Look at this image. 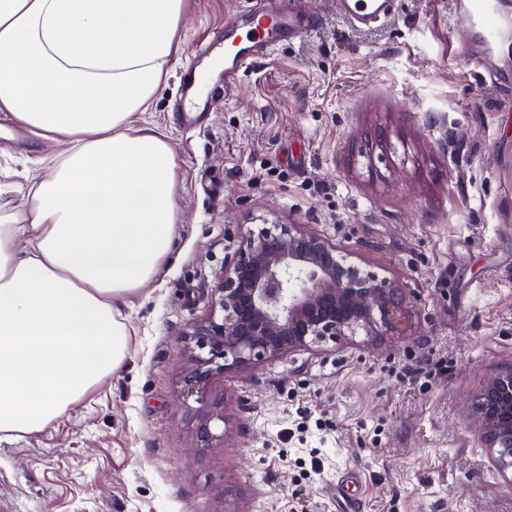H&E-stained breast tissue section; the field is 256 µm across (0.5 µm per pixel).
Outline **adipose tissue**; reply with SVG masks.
<instances>
[{
	"mask_svg": "<svg viewBox=\"0 0 512 512\" xmlns=\"http://www.w3.org/2000/svg\"><path fill=\"white\" fill-rule=\"evenodd\" d=\"M186 0H0V112L59 149L0 217V441L44 429L120 369L118 306L179 233L177 157L152 107Z\"/></svg>",
	"mask_w": 512,
	"mask_h": 512,
	"instance_id": "obj_1",
	"label": "adipose tissue"
}]
</instances>
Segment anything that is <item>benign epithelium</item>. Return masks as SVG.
<instances>
[{
    "label": "benign epithelium",
    "mask_w": 512,
    "mask_h": 512,
    "mask_svg": "<svg viewBox=\"0 0 512 512\" xmlns=\"http://www.w3.org/2000/svg\"><path fill=\"white\" fill-rule=\"evenodd\" d=\"M212 307L184 334L197 391L227 371L343 341L359 329L380 325L399 333L408 317L391 279L347 261L335 242L297 224L242 236L235 260L216 276ZM471 418L493 466L512 474V365L488 377Z\"/></svg>",
    "instance_id": "obj_1"
}]
</instances>
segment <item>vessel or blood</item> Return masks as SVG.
Segmentation results:
<instances>
[{"instance_id":"1","label":"vessel or blood","mask_w":512,"mask_h":512,"mask_svg":"<svg viewBox=\"0 0 512 512\" xmlns=\"http://www.w3.org/2000/svg\"><path fill=\"white\" fill-rule=\"evenodd\" d=\"M339 10L357 28L389 21L396 0H337ZM452 29L471 54L483 59L512 37V15L501 0H456ZM313 17L299 13L291 0H243L239 22L225 28L224 38L211 46L223 54V84L200 83L196 66H188L180 83L177 110L185 121L209 108L227 84L245 75L259 59L273 54L284 42L314 28Z\"/></svg>"}]
</instances>
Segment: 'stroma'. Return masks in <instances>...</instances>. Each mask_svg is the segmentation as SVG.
<instances>
[{"mask_svg":"<svg viewBox=\"0 0 512 512\" xmlns=\"http://www.w3.org/2000/svg\"><path fill=\"white\" fill-rule=\"evenodd\" d=\"M454 0L353 29L336 0L192 125L180 75L241 0H188L145 122L178 161L180 235L120 304L128 356L68 415L0 442V512H512L468 418L512 365V43L477 66ZM372 159L355 160L359 148ZM57 149L0 112V215ZM299 224L408 300L403 334L290 353L188 390L183 335L243 233ZM225 410V420L214 419ZM209 423L213 443L198 430Z\"/></svg>","mask_w":512,"mask_h":512,"instance_id":"obj_1","label":"stroma"}]
</instances>
